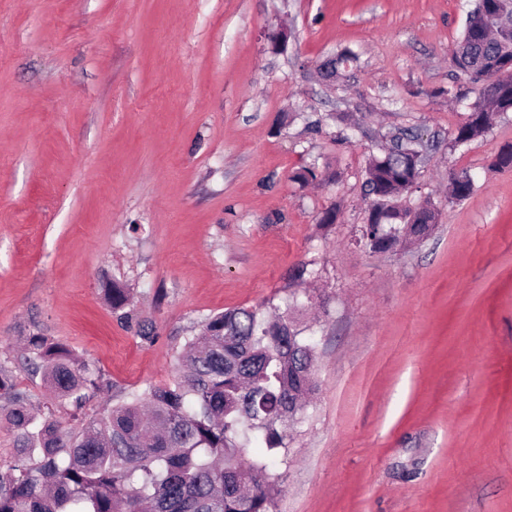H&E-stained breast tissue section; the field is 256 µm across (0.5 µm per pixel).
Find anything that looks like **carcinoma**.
<instances>
[{"label": "carcinoma", "instance_id": "carcinoma-1", "mask_svg": "<svg viewBox=\"0 0 512 512\" xmlns=\"http://www.w3.org/2000/svg\"><path fill=\"white\" fill-rule=\"evenodd\" d=\"M454 66L481 85L458 128L455 144L481 139L496 116L512 112V27L480 33L465 25ZM414 137L393 136L365 168L372 197L361 240L373 252L408 249L427 238L441 207H417L405 196L415 187ZM453 199H466L472 177L451 173ZM112 311H126L129 292L105 289ZM266 306L208 318L186 339L183 365L172 383L152 386L81 422L73 430L32 412L11 371L0 366V410L16 434V456L0 472V512H276L288 453V427L302 400L316 390L315 347L288 317ZM24 362L42 373L59 397L80 409L107 384L67 346L40 333L25 337Z\"/></svg>", "mask_w": 512, "mask_h": 512}]
</instances>
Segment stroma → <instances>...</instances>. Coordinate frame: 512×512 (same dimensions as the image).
Returning a JSON list of instances; mask_svg holds the SVG:
<instances>
[{"label": "stroma", "mask_w": 512, "mask_h": 512, "mask_svg": "<svg viewBox=\"0 0 512 512\" xmlns=\"http://www.w3.org/2000/svg\"><path fill=\"white\" fill-rule=\"evenodd\" d=\"M476 2L0 0V365L35 411L69 428L168 384L208 317L270 303L312 335L318 384L277 512H512V168L493 165L512 112L454 143L480 88L449 52ZM404 130L411 203L452 171L475 185L374 253L364 169ZM37 331L106 382L82 410L22 368Z\"/></svg>", "instance_id": "1"}]
</instances>
